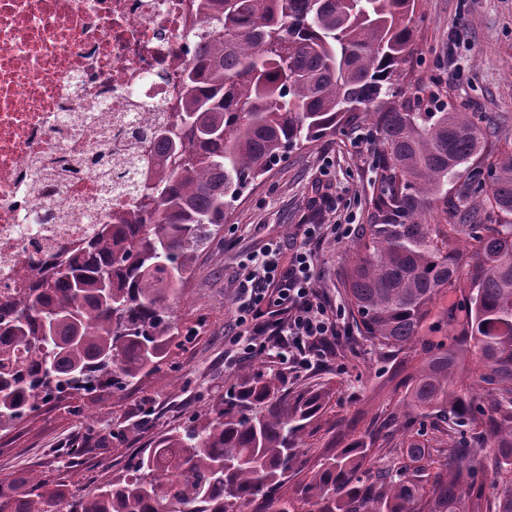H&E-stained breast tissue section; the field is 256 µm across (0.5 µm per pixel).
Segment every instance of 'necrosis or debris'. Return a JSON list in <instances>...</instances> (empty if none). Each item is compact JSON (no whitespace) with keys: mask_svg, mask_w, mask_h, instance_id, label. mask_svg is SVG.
I'll return each instance as SVG.
<instances>
[{"mask_svg":"<svg viewBox=\"0 0 512 512\" xmlns=\"http://www.w3.org/2000/svg\"><path fill=\"white\" fill-rule=\"evenodd\" d=\"M193 2L0 0V288L135 205L149 146L131 144L125 184L100 166L117 133L176 110L204 26Z\"/></svg>","mask_w":512,"mask_h":512,"instance_id":"4bbe7bcc","label":"necrosis or debris"}]
</instances>
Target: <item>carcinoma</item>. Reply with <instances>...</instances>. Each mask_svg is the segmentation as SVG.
Listing matches in <instances>:
<instances>
[{
    "instance_id": "1",
    "label": "carcinoma",
    "mask_w": 512,
    "mask_h": 512,
    "mask_svg": "<svg viewBox=\"0 0 512 512\" xmlns=\"http://www.w3.org/2000/svg\"><path fill=\"white\" fill-rule=\"evenodd\" d=\"M417 2H198L205 30L180 77L182 111L152 132L158 162L132 188L137 204L0 296V428L71 391L83 416L160 370L175 339H191L173 307L232 202L289 147L368 123L377 186L343 282L352 321L406 355L436 299L461 294L466 320L450 346L425 348L402 402L467 419L497 449L492 464L462 439L432 473L372 469L353 442L307 473L299 449L328 393L248 371L91 494L48 470L0 477V512H512V144L488 146L465 112L421 109L424 85L412 101L391 89L415 51Z\"/></svg>"
}]
</instances>
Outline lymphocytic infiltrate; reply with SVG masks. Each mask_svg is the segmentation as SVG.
<instances>
[{"mask_svg": "<svg viewBox=\"0 0 512 512\" xmlns=\"http://www.w3.org/2000/svg\"><path fill=\"white\" fill-rule=\"evenodd\" d=\"M352 224H305L291 251L270 242L239 262L228 343L237 357L275 354L283 370L302 374L326 363L344 313L320 295L314 276L316 243L343 242Z\"/></svg>", "mask_w": 512, "mask_h": 512, "instance_id": "lymphocytic-infiltrate-1", "label": "lymphocytic infiltrate"}]
</instances>
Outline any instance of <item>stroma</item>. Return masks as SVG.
Listing matches in <instances>:
<instances>
[{"mask_svg": "<svg viewBox=\"0 0 512 512\" xmlns=\"http://www.w3.org/2000/svg\"><path fill=\"white\" fill-rule=\"evenodd\" d=\"M415 53L400 84L414 95L423 83L466 112L488 117V143L512 142V0H419ZM375 152L356 134H336L292 149L232 205L208 248L197 253L174 307L180 332L193 338L171 347L161 370L97 405L94 420L71 414L69 401L51 403L15 428L0 432V475L52 469L69 488L94 491L124 471L128 460L157 436L207 410L235 373L224 340L236 295L239 258L266 242L295 244L300 225L333 222L367 225L374 193ZM355 240H326L316 249V284L331 303L344 305L343 274ZM332 346L331 365L286 375L292 392L328 390L324 409L304 436L306 467L356 439L369 461L383 466L424 449L428 461L447 451L462 430L427 418L407 423L401 415L408 376L424 358L389 359L354 340L351 317ZM80 464L64 465L70 449Z\"/></svg>", "mask_w": 512, "mask_h": 512, "instance_id": "1", "label": "stroma"}]
</instances>
